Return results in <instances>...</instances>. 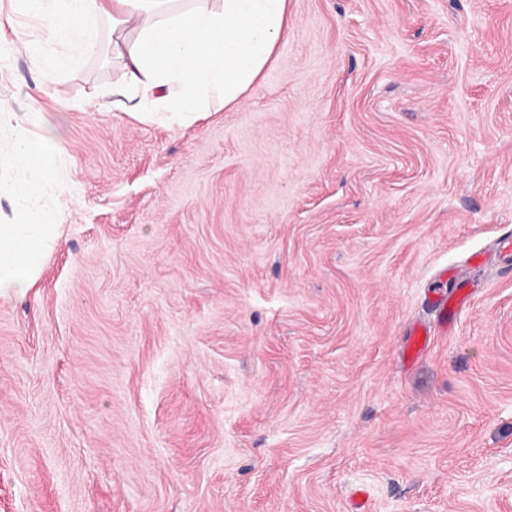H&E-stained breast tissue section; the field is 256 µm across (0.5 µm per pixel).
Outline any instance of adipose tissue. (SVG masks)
<instances>
[{
  "instance_id": "obj_1",
  "label": "adipose tissue",
  "mask_w": 512,
  "mask_h": 512,
  "mask_svg": "<svg viewBox=\"0 0 512 512\" xmlns=\"http://www.w3.org/2000/svg\"><path fill=\"white\" fill-rule=\"evenodd\" d=\"M26 17L55 22V39L107 53L122 71L112 107L156 120L193 121L210 104H238L288 33L289 0H16ZM108 40L99 37L102 21ZM47 134L16 131L14 160L27 181L28 220L0 224V299L31 288L60 225L40 200L57 190Z\"/></svg>"
}]
</instances>
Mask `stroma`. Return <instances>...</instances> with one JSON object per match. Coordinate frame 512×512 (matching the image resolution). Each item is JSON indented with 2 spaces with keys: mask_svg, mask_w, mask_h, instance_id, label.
Returning <instances> with one entry per match:
<instances>
[{
  "mask_svg": "<svg viewBox=\"0 0 512 512\" xmlns=\"http://www.w3.org/2000/svg\"><path fill=\"white\" fill-rule=\"evenodd\" d=\"M195 122L87 56L0 104L56 128L60 237L0 300V512H512V0H290ZM48 24L0 0V42ZM0 132V221L22 181ZM450 268L455 329L408 361Z\"/></svg>",
  "mask_w": 512,
  "mask_h": 512,
  "instance_id": "stroma-1",
  "label": "stroma"
}]
</instances>
